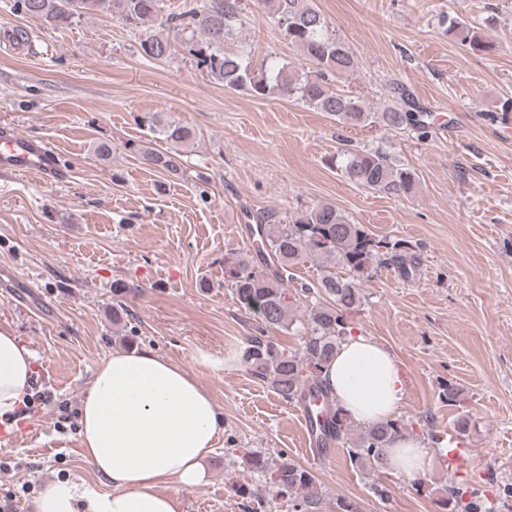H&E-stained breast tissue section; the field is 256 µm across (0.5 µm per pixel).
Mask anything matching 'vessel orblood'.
<instances>
[{
  "mask_svg": "<svg viewBox=\"0 0 512 512\" xmlns=\"http://www.w3.org/2000/svg\"><path fill=\"white\" fill-rule=\"evenodd\" d=\"M0 169L38 176L55 183L66 176L59 157L47 141L19 135L14 128H0Z\"/></svg>",
  "mask_w": 512,
  "mask_h": 512,
  "instance_id": "vessel-or-blood-1",
  "label": "vessel or blood"
}]
</instances>
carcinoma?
I'll return each instance as SVG.
<instances>
[{"label":"carcinoma","mask_w":512,"mask_h":512,"mask_svg":"<svg viewBox=\"0 0 512 512\" xmlns=\"http://www.w3.org/2000/svg\"><path fill=\"white\" fill-rule=\"evenodd\" d=\"M15 7L54 27L69 26L88 15L114 13L133 30L156 23L153 33L137 44V52L145 61L168 57L173 47L171 33L184 32V49L196 59L197 66L226 88L244 89L259 100L288 98L343 125L359 126L372 119L353 92L331 85L336 77L354 73L357 61L346 43L330 30L313 0H277L274 10L288 42L309 62L311 70L307 72L281 66L272 59L255 66L240 54L224 51V38L232 34L239 17V0H200L198 5L170 13L162 20L158 19L159 0H15ZM448 29L473 50H491L458 17H448ZM397 93L401 107L381 113V120L389 126H409L427 133L429 114L415 107L405 89L399 88ZM488 118L503 125L512 123V98L504 100ZM143 122L152 138L165 142L168 148L158 150L138 143L132 148L148 165L178 174L179 147L192 140L193 130L157 115L145 116ZM337 167L350 182L386 196L408 199L419 190L416 169L393 160L380 148L346 149ZM255 231L262 244L261 264L246 256L224 258V281L230 283L237 305L258 318L254 333L246 338L243 363L287 402L304 407L322 402L321 440L347 441L346 452L354 468L365 474L386 468L389 444L397 434L408 432V427L396 419L365 426L356 438H349L350 418L323 382L321 372L352 333L347 316L362 307L361 277L384 265L397 267L408 278L418 265L416 256L400 249L398 242L373 237L330 203L314 205L287 224L269 210L256 218ZM305 261L323 265L321 275L316 287L304 283L300 292L294 293L288 290V282L294 277V267ZM338 266L350 276L338 274ZM301 292L316 293L318 301L309 310L301 351L292 353L269 340L266 330L277 327L287 331L295 325L291 311ZM246 461L276 494L296 502L299 512H321L323 495L308 468L290 458L272 459L257 452L246 456ZM440 503L447 512H495L489 502L462 483L448 485V495Z\"/></svg>","instance_id":"carcinoma-1"}]
</instances>
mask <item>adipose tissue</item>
Instances as JSON below:
<instances>
[{
	"label": "adipose tissue",
	"mask_w": 512,
	"mask_h": 512,
	"mask_svg": "<svg viewBox=\"0 0 512 512\" xmlns=\"http://www.w3.org/2000/svg\"><path fill=\"white\" fill-rule=\"evenodd\" d=\"M34 363L18 336L0 329V417L23 404ZM321 377L352 420L371 425L399 413L400 363L372 337H346ZM79 417L84 456L111 488L48 481L39 512H180L175 491L205 483L206 458L222 428L211 395L190 370L137 348L98 366Z\"/></svg>",
	"instance_id": "adipose-tissue-1"
}]
</instances>
